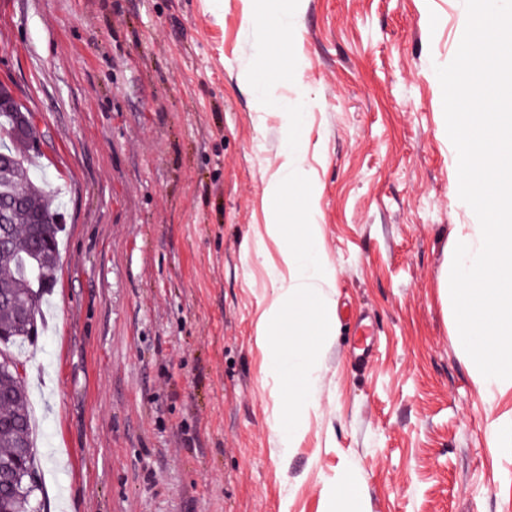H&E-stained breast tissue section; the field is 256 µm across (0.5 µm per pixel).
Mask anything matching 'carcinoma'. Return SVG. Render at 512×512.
Here are the masks:
<instances>
[{
    "instance_id": "carcinoma-1",
    "label": "carcinoma",
    "mask_w": 512,
    "mask_h": 512,
    "mask_svg": "<svg viewBox=\"0 0 512 512\" xmlns=\"http://www.w3.org/2000/svg\"><path fill=\"white\" fill-rule=\"evenodd\" d=\"M20 108L13 102L11 89L0 84V196L7 193L21 198L12 206V235L9 248L0 251V465L14 463L19 449L26 451L28 473L12 488L0 487V512H33L30 503L35 490V461L30 424V407L25 382L19 379L12 364L16 359L6 353V347L22 345L34 340L27 326L19 321L17 301L27 291L26 281L17 270L18 260L36 252L41 258L43 279L55 280L58 265V235L62 225L46 224L38 234L32 222L43 216H59L45 202V181L33 174L32 156L25 140L19 136L14 113Z\"/></svg>"
}]
</instances>
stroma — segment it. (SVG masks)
Masks as SVG:
<instances>
[{
	"label": "stroma",
	"mask_w": 512,
	"mask_h": 512,
	"mask_svg": "<svg viewBox=\"0 0 512 512\" xmlns=\"http://www.w3.org/2000/svg\"><path fill=\"white\" fill-rule=\"evenodd\" d=\"M463 0H0V80L34 113L65 226L47 327L13 347L43 419L40 512H512V389L475 384L441 293L477 223L436 66ZM276 16L300 80L263 92ZM301 165L337 335L288 452L260 319L280 271L264 189ZM371 356L358 361L361 342Z\"/></svg>",
	"instance_id": "1"
}]
</instances>
